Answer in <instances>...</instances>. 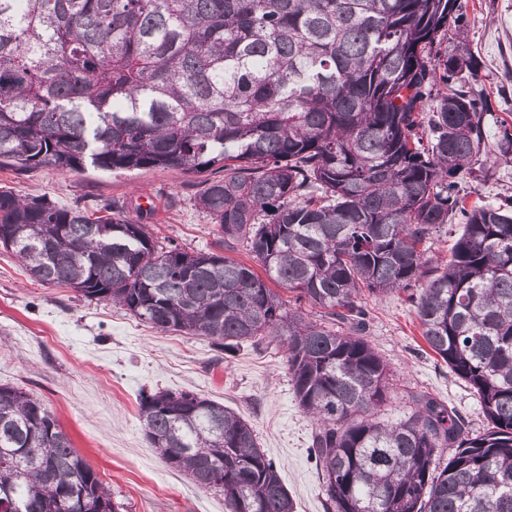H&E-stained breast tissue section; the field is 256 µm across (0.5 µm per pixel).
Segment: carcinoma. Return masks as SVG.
<instances>
[{
	"label": "carcinoma",
	"mask_w": 512,
	"mask_h": 512,
	"mask_svg": "<svg viewBox=\"0 0 512 512\" xmlns=\"http://www.w3.org/2000/svg\"><path fill=\"white\" fill-rule=\"evenodd\" d=\"M465 33L458 0H0V166L223 171L195 199L215 251L164 245L112 202L2 189L0 247L34 282L227 356L276 341L317 424L327 512H512V203L468 208L456 189L490 106L466 89ZM495 138L512 163V129ZM456 217L443 263L428 243ZM229 243L264 274L221 254ZM394 292L473 390L483 430L428 395L378 419L391 374L363 337L362 296ZM138 415L229 512H295L236 411L159 390ZM120 509L43 399L0 386V512Z\"/></svg>",
	"instance_id": "carcinoma-1"
}]
</instances>
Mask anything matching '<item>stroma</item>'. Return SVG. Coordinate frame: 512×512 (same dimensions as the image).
Masks as SVG:
<instances>
[{
  "label": "stroma",
  "instance_id": "1",
  "mask_svg": "<svg viewBox=\"0 0 512 512\" xmlns=\"http://www.w3.org/2000/svg\"><path fill=\"white\" fill-rule=\"evenodd\" d=\"M467 41L480 63L474 91L488 95L490 129L512 125V0H458ZM468 202L512 196V163L488 162L461 174ZM46 195L89 209L113 201L146 218L162 243L188 250L215 245L212 224L195 207L196 177L177 170L63 174L50 168L0 169V188ZM366 339L392 374L384 416L403 418L427 393L458 411L469 428L486 422L469 386L421 335L404 295L364 297ZM40 396L73 448L108 485L122 512H228L221 494L172 470L147 440L138 416L141 392L190 391L224 404L253 426L297 512H326L324 478L310 456L314 422L299 407L283 354L273 343L246 344L218 358L207 339L160 333L104 301L63 286L32 283L16 256L0 249V386Z\"/></svg>",
  "mask_w": 512,
  "mask_h": 512
}]
</instances>
